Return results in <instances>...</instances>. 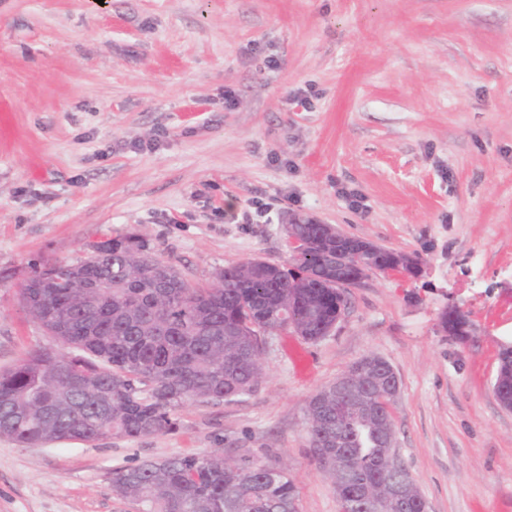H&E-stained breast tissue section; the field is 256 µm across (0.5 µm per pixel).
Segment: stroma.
Listing matches in <instances>:
<instances>
[{
	"label": "stroma",
	"instance_id": "35a3bbf8",
	"mask_svg": "<svg viewBox=\"0 0 512 512\" xmlns=\"http://www.w3.org/2000/svg\"><path fill=\"white\" fill-rule=\"evenodd\" d=\"M255 200L267 222L230 221ZM293 212L419 270L369 273L319 341L273 333L256 392L185 404L173 431L0 436V512H138L113 470L213 452L282 464L299 512H339L307 406L367 354L400 379L396 446L427 512H512L493 391L512 345V0H0V369L51 343L18 301L32 263L133 231L205 285L285 264ZM451 309L466 339L442 328Z\"/></svg>",
	"mask_w": 512,
	"mask_h": 512
}]
</instances>
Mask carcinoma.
Masks as SVG:
<instances>
[{"label":"carcinoma","mask_w":512,"mask_h":512,"mask_svg":"<svg viewBox=\"0 0 512 512\" xmlns=\"http://www.w3.org/2000/svg\"><path fill=\"white\" fill-rule=\"evenodd\" d=\"M311 244L296 269L250 260L200 286L153 257L129 232L91 244L94 263L35 264L19 289L20 302L53 345L30 351L0 370V436L28 447L62 441L139 439L176 426V408L189 401L220 403L248 395L261 381L254 327L288 328L316 341L348 305L346 289L305 272L330 262L321 244L325 225H294ZM136 266L141 276L131 277ZM102 285L84 293L83 282ZM496 397L512 408V348L499 359ZM348 471L334 481L338 499L365 512H418L417 487L402 459L393 460L352 416L344 431ZM405 487L400 503L387 479ZM112 493L139 512H298V491L285 468L242 458L187 455L148 460L112 471Z\"/></svg>","instance_id":"1"}]
</instances>
